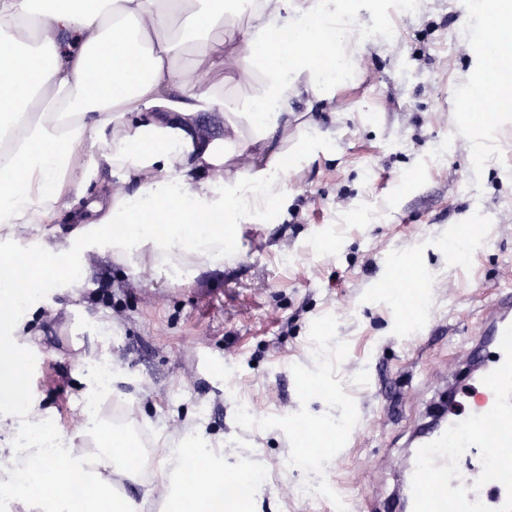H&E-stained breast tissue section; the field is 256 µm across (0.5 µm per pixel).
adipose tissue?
Listing matches in <instances>:
<instances>
[{
	"mask_svg": "<svg viewBox=\"0 0 512 512\" xmlns=\"http://www.w3.org/2000/svg\"><path fill=\"white\" fill-rule=\"evenodd\" d=\"M358 28L354 0H0V498L10 512H243L216 491L213 449L188 435L144 443L135 410L95 374L81 393L87 421L66 436L29 389L30 325L44 290L76 291L97 258L170 279L238 261L243 226L280 205L289 170L326 152L292 103L333 99ZM287 29L297 37L283 46ZM224 65L238 76L230 94L203 79ZM480 69L473 89L492 70L496 99L512 100V57L484 45ZM201 112L224 118L223 138L200 134ZM103 168L121 190L93 187ZM63 216L68 237L35 238L38 262L19 273L18 244ZM160 446L169 461L156 465ZM77 478L85 497L70 489Z\"/></svg>",
	"mask_w": 512,
	"mask_h": 512,
	"instance_id": "obj_1",
	"label": "adipose tissue"
}]
</instances>
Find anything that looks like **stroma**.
<instances>
[{
	"label": "stroma",
	"instance_id": "obj_1",
	"mask_svg": "<svg viewBox=\"0 0 512 512\" xmlns=\"http://www.w3.org/2000/svg\"><path fill=\"white\" fill-rule=\"evenodd\" d=\"M355 2L352 81L320 119L329 150L289 172L240 259L173 281L99 259L78 298L46 289L31 326L32 388L68 433L86 419L78 337L148 432L195 420L225 473L258 474L250 512H402L419 432L442 399L471 404V334L512 284V117L486 122L494 149L475 163L456 110L474 29L494 18L470 0ZM398 260L421 282L408 312L384 286ZM317 423L334 429L321 461L299 435Z\"/></svg>",
	"mask_w": 512,
	"mask_h": 512
}]
</instances>
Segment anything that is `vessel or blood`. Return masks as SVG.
Instances as JSON below:
<instances>
[{
    "label": "vessel or blood",
    "instance_id": "1",
    "mask_svg": "<svg viewBox=\"0 0 512 512\" xmlns=\"http://www.w3.org/2000/svg\"><path fill=\"white\" fill-rule=\"evenodd\" d=\"M495 357L483 374L484 397L415 450L407 485L409 512H512V289L494 303ZM480 455L482 468L462 470Z\"/></svg>",
    "mask_w": 512,
    "mask_h": 512
}]
</instances>
